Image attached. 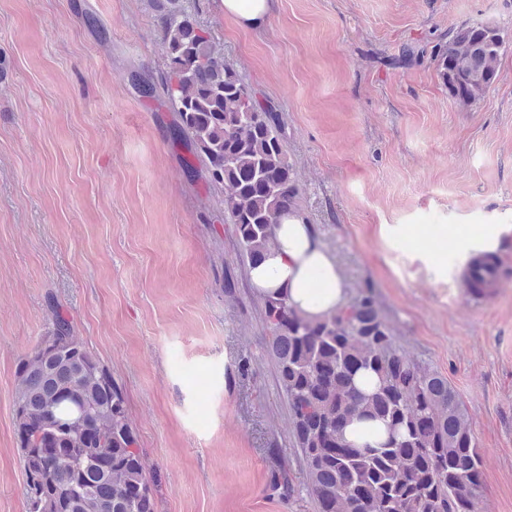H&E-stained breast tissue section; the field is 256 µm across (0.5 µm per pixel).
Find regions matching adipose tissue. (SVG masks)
<instances>
[{"instance_id": "obj_1", "label": "adipose tissue", "mask_w": 512, "mask_h": 512, "mask_svg": "<svg viewBox=\"0 0 512 512\" xmlns=\"http://www.w3.org/2000/svg\"><path fill=\"white\" fill-rule=\"evenodd\" d=\"M275 0H220L225 15L247 29L266 27ZM512 232L507 224H488L479 233H448V254L463 265L495 254L500 239ZM274 247L265 260L249 269V279L260 296L281 295L288 305L309 318H321L347 302L342 275L312 224L297 211L282 214L273 229Z\"/></svg>"}]
</instances>
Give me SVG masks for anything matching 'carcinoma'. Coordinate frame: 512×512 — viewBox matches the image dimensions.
Instances as JSON below:
<instances>
[{
    "instance_id": "1",
    "label": "carcinoma",
    "mask_w": 512,
    "mask_h": 512,
    "mask_svg": "<svg viewBox=\"0 0 512 512\" xmlns=\"http://www.w3.org/2000/svg\"><path fill=\"white\" fill-rule=\"evenodd\" d=\"M159 31L168 60L162 89L177 131L209 182L227 187L224 213L257 264L280 214L298 205L279 115L260 105L187 9L171 4ZM502 46L474 21L435 52L459 109L494 82ZM50 311L44 341L57 352L45 356L39 344L17 365L27 512H156L122 389L72 322ZM264 319L317 512H475L481 460L462 404L446 377L395 345L372 296L318 320L268 296ZM355 419L382 425L385 440L352 445L346 428Z\"/></svg>"
}]
</instances>
